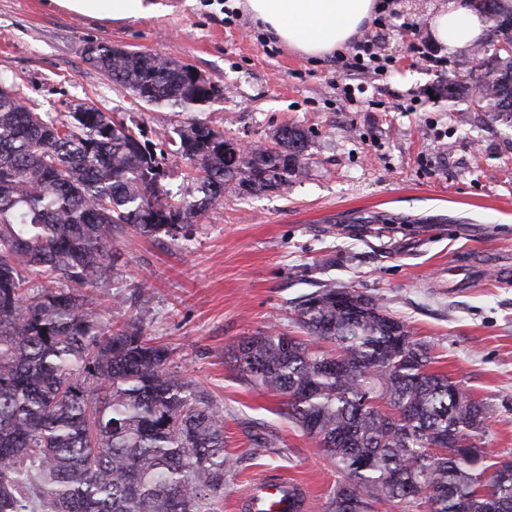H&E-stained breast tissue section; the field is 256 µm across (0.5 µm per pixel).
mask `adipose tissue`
<instances>
[{"instance_id": "1", "label": "adipose tissue", "mask_w": 512, "mask_h": 512, "mask_svg": "<svg viewBox=\"0 0 512 512\" xmlns=\"http://www.w3.org/2000/svg\"><path fill=\"white\" fill-rule=\"evenodd\" d=\"M62 10L99 19L122 21L159 15L161 0H52ZM376 0H242L243 9L266 33L288 48L310 57L346 50L375 14ZM433 41L448 54L468 50L486 37L482 14L450 0L429 18Z\"/></svg>"}]
</instances>
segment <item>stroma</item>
Here are the masks:
<instances>
[{"mask_svg":"<svg viewBox=\"0 0 512 512\" xmlns=\"http://www.w3.org/2000/svg\"><path fill=\"white\" fill-rule=\"evenodd\" d=\"M162 2L165 13L112 22L50 0H0V74L35 111L63 116L91 101L152 144L191 120L236 143L272 144L284 125L309 136L308 176L260 194L225 190L189 247L162 235L113 243L108 318L149 307L146 333L224 409L217 512H244L264 476L301 486L305 512H323L342 478L282 398L243 383L225 352L273 326L294 331L297 299L327 280L377 298L429 342L431 371L487 406L484 447L512 452V129L442 95V72L474 77L473 51L439 71L412 50L411 26L448 0H392L390 26L366 32L393 64L353 80L342 54L301 55L246 12L227 17L225 0ZM92 41L175 54L223 94L184 112L148 106L85 62ZM351 80L363 88L353 104L339 91ZM462 257L470 273L452 274ZM268 434L276 447H259Z\"/></svg>","mask_w":512,"mask_h":512,"instance_id":"1","label":"stroma"}]
</instances>
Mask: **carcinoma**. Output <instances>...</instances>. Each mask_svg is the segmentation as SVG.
<instances>
[{
	"instance_id": "1",
	"label": "carcinoma",
	"mask_w": 512,
	"mask_h": 512,
	"mask_svg": "<svg viewBox=\"0 0 512 512\" xmlns=\"http://www.w3.org/2000/svg\"><path fill=\"white\" fill-rule=\"evenodd\" d=\"M494 43L475 86L440 81L512 127V12L469 0ZM86 60L150 106L183 111L221 96L176 58L89 44ZM240 149L191 121L155 151L93 102L35 112L0 76V512H213L224 497V410L170 364L135 320L105 323L112 242L134 232L191 241L227 188L257 194L306 172L308 135ZM169 156L193 163L203 197L162 186ZM154 221L144 222V208ZM56 283L58 287H47ZM305 336L271 328L227 346L240 377L286 415L344 479L325 512H512V460L478 445L487 409L428 370L430 344L372 296L324 283L295 306ZM469 442L460 449L449 436Z\"/></svg>"
}]
</instances>
